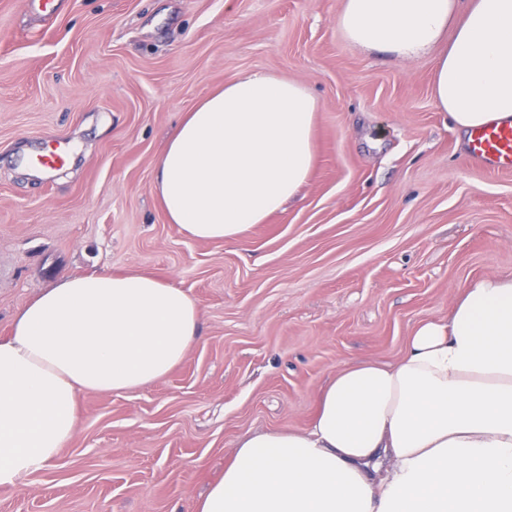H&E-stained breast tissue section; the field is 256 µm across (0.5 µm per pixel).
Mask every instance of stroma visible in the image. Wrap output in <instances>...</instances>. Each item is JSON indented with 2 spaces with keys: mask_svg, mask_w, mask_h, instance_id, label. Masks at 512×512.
Segmentation results:
<instances>
[{
  "mask_svg": "<svg viewBox=\"0 0 512 512\" xmlns=\"http://www.w3.org/2000/svg\"><path fill=\"white\" fill-rule=\"evenodd\" d=\"M343 0H0V337L42 292L147 272L198 304L164 378L83 392L56 460L0 512H194L237 441L307 427L347 363L393 362L418 322L512 275V173L468 159L437 109L434 53L367 52ZM318 99L316 159L283 210L234 241L168 223L155 163L185 112L246 71ZM62 146L41 175L25 152Z\"/></svg>",
  "mask_w": 512,
  "mask_h": 512,
  "instance_id": "stroma-1",
  "label": "stroma"
}]
</instances>
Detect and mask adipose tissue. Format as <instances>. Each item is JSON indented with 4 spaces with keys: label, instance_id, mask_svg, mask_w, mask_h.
<instances>
[{
    "label": "adipose tissue",
    "instance_id": "adipose-tissue-1",
    "mask_svg": "<svg viewBox=\"0 0 512 512\" xmlns=\"http://www.w3.org/2000/svg\"><path fill=\"white\" fill-rule=\"evenodd\" d=\"M346 39L401 59L437 51L432 96L463 131L512 123V0H343ZM318 100L262 71L180 120L155 164L167 219L232 241L293 198L314 163ZM197 303L152 274H89L29 302L0 339V488L46 468L73 437L79 392L165 377ZM196 512H512V276L419 322L395 362L341 367L307 428L236 444Z\"/></svg>",
    "mask_w": 512,
    "mask_h": 512
}]
</instances>
